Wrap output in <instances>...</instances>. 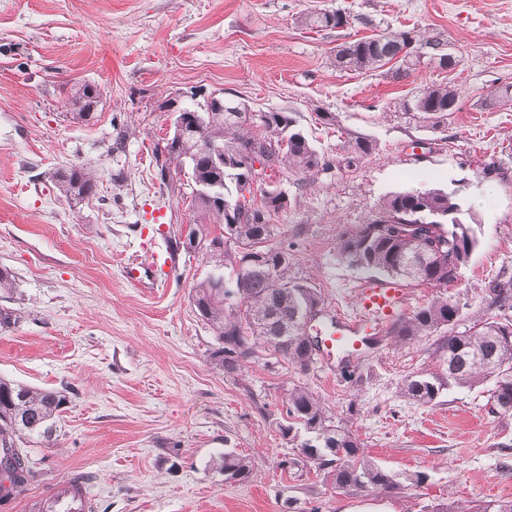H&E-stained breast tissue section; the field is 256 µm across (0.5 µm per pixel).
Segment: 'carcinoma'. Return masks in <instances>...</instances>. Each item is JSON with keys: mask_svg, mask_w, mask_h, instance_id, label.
Listing matches in <instances>:
<instances>
[{"mask_svg": "<svg viewBox=\"0 0 512 512\" xmlns=\"http://www.w3.org/2000/svg\"><path fill=\"white\" fill-rule=\"evenodd\" d=\"M339 11L309 12L302 23L316 29L338 27ZM410 33L390 32L362 38L336 48L334 65L339 70L375 71L391 62L402 49V64L410 69L423 53L414 51ZM88 84L75 85L69 101L81 107L74 119H85L97 108ZM459 92L454 87L431 86L420 90L403 104L405 114L419 122L439 124L458 110ZM229 101L213 100L190 119L181 140L168 142L165 152L187 169L193 184L191 206L202 219L222 226L213 238L205 225L191 234L216 258V272L196 283L192 303L212 330L217 347L212 359L224 373L235 374L245 367L239 358L266 351L305 371L316 361L319 348L307 344L301 331L302 319L321 314V289L292 274L293 255L282 244H271L274 236L271 210L264 203H247L244 210L227 211L222 202L237 193L241 173L231 167L217 172L207 160L196 158L205 144H217L236 151L240 162L267 158L268 168L298 187L328 171L331 163L297 125L291 112L266 111L265 120L248 121L229 111ZM373 150L370 140L356 136L349 142V161L361 159ZM59 193L88 198L96 194L95 177L87 169L72 166L56 175ZM462 211L456 192L440 189L401 191L384 196L372 218L344 229L339 234V255L348 264L411 283L448 286V261L465 265L477 245L470 224L448 221L445 213ZM234 240V249L224 247V235ZM458 305L438 296L390 329L396 342L406 344L419 338L436 337L438 369L409 376L402 384L405 398L419 405L434 402L440 391L452 386L472 388L493 380L492 412H512V319L487 317L458 331L452 321ZM68 397L55 390H37L0 379V448L14 452L12 474L0 476V499L19 497L29 491L39 473L29 464L27 447L48 446L58 428ZM288 425L282 433L299 439L297 448L308 457L324 458L327 477L342 490L391 491L407 482L421 485L426 475L415 472L399 480L397 474L369 459L348 424L335 420L321 399L309 389L296 385L286 400ZM220 470L239 481L253 472L250 460L232 451L224 453Z\"/></svg>", "mask_w": 512, "mask_h": 512, "instance_id": "obj_1", "label": "carcinoma"}]
</instances>
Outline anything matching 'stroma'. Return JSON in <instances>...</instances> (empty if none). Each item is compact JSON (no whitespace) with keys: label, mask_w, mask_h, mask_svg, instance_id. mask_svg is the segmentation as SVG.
Wrapping results in <instances>:
<instances>
[{"label":"stroma","mask_w":512,"mask_h":512,"mask_svg":"<svg viewBox=\"0 0 512 512\" xmlns=\"http://www.w3.org/2000/svg\"><path fill=\"white\" fill-rule=\"evenodd\" d=\"M340 9L348 26L311 30L300 18ZM390 31L444 44L456 65L398 62L340 71L337 45ZM512 0H0V269L13 276L0 309V376L67 390L53 447L28 451L40 473L0 512H38L85 475L92 512H431L512 499V414L488 388L453 387L430 405L402 397L404 379L435 367L432 339L396 345L379 329L354 360L318 353L308 371L256 361L226 375L191 289L214 269L185 245L195 215L183 174L161 172L173 117L163 104L190 92L238 96L293 113L333 163L317 184H285L275 243L293 271L321 288L325 318L362 313L383 276L338 254L341 230L367 222L390 193L456 191L479 245L445 290L407 286L392 320L445 294L456 329L496 315L494 285L512 286ZM75 84L100 95L86 120ZM460 93L445 124L409 119L402 104L425 87ZM332 112L336 122L317 120ZM360 135L373 151L348 163ZM88 166V199L61 196L58 169ZM318 395L368 457L421 486L339 492L278 429L289 389ZM255 474L228 482L221 455Z\"/></svg>","instance_id":"stroma-1"}]
</instances>
